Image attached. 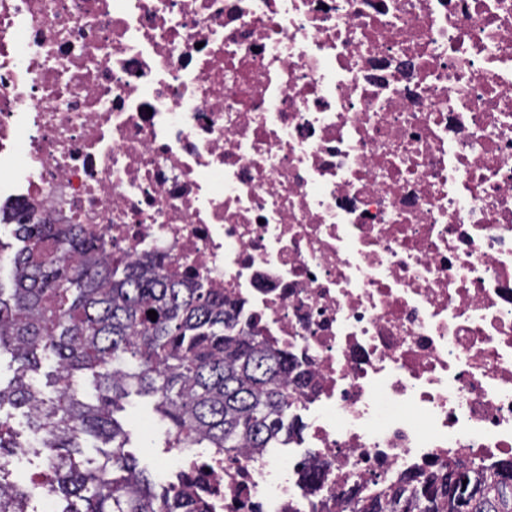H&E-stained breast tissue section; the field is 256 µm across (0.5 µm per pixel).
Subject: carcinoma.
<instances>
[{
  "label": "carcinoma",
  "instance_id": "cac0c4a2",
  "mask_svg": "<svg viewBox=\"0 0 512 512\" xmlns=\"http://www.w3.org/2000/svg\"><path fill=\"white\" fill-rule=\"evenodd\" d=\"M0 224L20 243L9 283L0 279V358L13 371L0 380V407L20 410L29 430L21 442L0 421V512H30L28 487L4 469L23 453L42 457L31 484L58 500L55 512H206L191 490L156 486L125 451L117 414L132 395L152 404L168 448H271L293 426L288 384L305 374L237 328L224 294L161 255L107 254L85 225L50 224L33 204L1 207ZM90 440L104 445L100 458L76 464ZM409 499L418 512H512V460L450 463L439 487L419 473L384 501L361 499L357 512H404Z\"/></svg>",
  "mask_w": 512,
  "mask_h": 512
}]
</instances>
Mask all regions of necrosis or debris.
<instances>
[{
	"mask_svg": "<svg viewBox=\"0 0 512 512\" xmlns=\"http://www.w3.org/2000/svg\"><path fill=\"white\" fill-rule=\"evenodd\" d=\"M0 196L158 253L306 372L209 512L512 459V0H0Z\"/></svg>",
	"mask_w": 512,
	"mask_h": 512,
	"instance_id": "1",
	"label": "necrosis or debris"
}]
</instances>
